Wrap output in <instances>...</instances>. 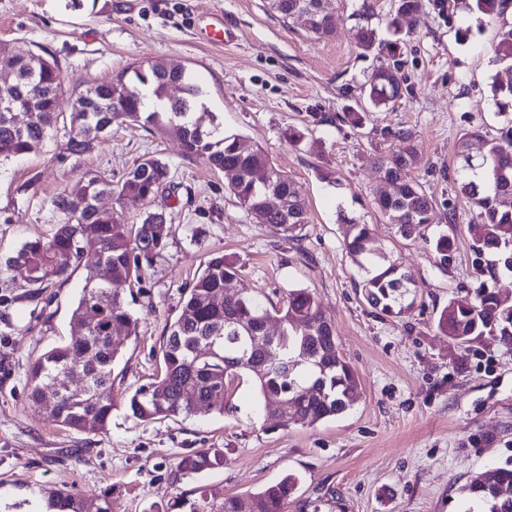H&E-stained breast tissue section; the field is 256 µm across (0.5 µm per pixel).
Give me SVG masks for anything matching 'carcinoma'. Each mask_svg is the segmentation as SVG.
Masks as SVG:
<instances>
[{
    "label": "carcinoma",
    "instance_id": "1",
    "mask_svg": "<svg viewBox=\"0 0 512 512\" xmlns=\"http://www.w3.org/2000/svg\"><path fill=\"white\" fill-rule=\"evenodd\" d=\"M476 9L492 20L505 16L512 0H474ZM323 0H269L270 9L288 20H298L306 31L327 38L336 20L322 6ZM423 0H397L388 22L393 38L383 40L374 29L358 31V45L386 62L375 68L360 92L374 107H387L407 91L401 74L402 20L419 13ZM502 71L496 74L495 90L512 97V26L501 28L495 46ZM37 84L18 82L17 94L36 93L40 111L19 125L11 112H0V160L26 154L35 141L46 137L57 124L58 94L62 76L58 68H42ZM183 96H169L171 88ZM143 123L159 133L177 132L182 154L204 155L212 169L224 173L227 188L253 222L269 225L287 241H295L308 224L307 205L296 184L279 171L268 154L237 134H224L216 113L202 101L193 75L181 64L156 60L145 70L133 66L109 83L88 87L70 113V150L84 153L112 127V121ZM394 149L383 158V186L377 190L378 211L397 226L404 239L420 234L436 223L432 198L411 176L421 155L411 132L389 130ZM483 138L476 129L458 142L456 155L465 175L460 192L476 212L470 226L477 255L497 253V265L512 271V184L500 185L494 175L499 167L512 176V126L499 129L485 140L486 154L478 164L467 153L469 139ZM482 171L475 179L470 173ZM171 182L168 164L157 158L139 161L119 181L90 174L60 193L54 208L61 214L46 237L26 241L7 262L6 272L19 274L29 287L41 292L68 280L82 266L86 277L82 294L71 311L70 335L74 339L55 346L29 365V398L55 424L78 433H105L118 405L142 422L185 414H224L234 383L248 381L268 405L274 400L293 403L288 425L313 426L343 414L357 403L361 382L356 370L340 354L336 328L326 317L314 294L303 289L288 291L283 307L269 310L246 288L226 293L227 283L239 276L236 263L222 253L214 254L188 288L178 317L169 325L161 346L163 368L151 382L133 393L116 397L112 371L120 358L121 344L112 340L120 329L137 335L138 320L125 301L126 292L141 287L144 266L164 250L173 233L166 214L154 212L139 224H128L118 214L95 206L98 196L119 200L147 199ZM283 206L272 208L269 197ZM372 228L353 220L346 222L344 248L363 272L361 288L367 303L386 316L400 317L414 306L410 286L401 265L371 247ZM92 238L99 245L93 257H84L81 243ZM436 262L448 267L455 257V240L440 232L433 241ZM279 323V334L267 337L270 319ZM438 329L458 345L470 348L487 337L512 348V304L494 288L482 283L474 295L448 300L440 313ZM75 371L86 378L81 393H71L64 377ZM224 465V449L201 448L182 456L178 471L184 476ZM298 478L288 474L257 492L231 495L210 505V512H285ZM466 497L484 506L482 512H512V466L506 465L473 475L462 487ZM45 512H82L83 497L64 490L44 489Z\"/></svg>",
    "mask_w": 512,
    "mask_h": 512
}]
</instances>
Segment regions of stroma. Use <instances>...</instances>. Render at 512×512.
I'll return each mask as SVG.
<instances>
[{
    "mask_svg": "<svg viewBox=\"0 0 512 512\" xmlns=\"http://www.w3.org/2000/svg\"><path fill=\"white\" fill-rule=\"evenodd\" d=\"M324 0L337 20L318 39L274 13L268 0H0V44L58 65L63 85L54 130L24 156L0 161V267L60 218L53 198L91 172L120 180L138 160L166 162L176 189L148 200L103 196L101 209L139 223L166 212L176 231L146 271V292L131 302L139 334L122 337L116 393L134 391L160 370V344L192 279L214 253L240 270L229 291L249 289L268 307L307 288L336 327L338 347L356 369L362 394L335 419L280 427L267 417L250 383L234 412L141 422L114 410L107 433L80 434L51 420L29 400V363L67 341L85 269L33 295L24 280L0 276V512H39V492L58 488L96 506L111 490L115 512H191L227 495H244L288 474L300 479L287 512H467L461 488L472 475L512 461V350L489 339L465 349L437 329L450 298L475 288L470 226L456 149L476 126L489 134L512 123V108L493 89L494 47L504 21L474 0H425L406 33L402 72L411 88L389 107L370 108L363 127L341 122L381 60L363 55L357 28L389 38L396 0ZM235 35L205 38L213 15ZM168 60L190 68L224 130L262 147L297 184L308 205L303 237L289 243L253 223L205 157H184L176 138L117 121L93 150L67 149L69 113L85 89L127 67ZM318 121H311V114ZM306 126L298 145L288 127ZM405 129L425 164L412 176L432 197L439 221L405 240L372 199L381 161L393 148L387 132ZM331 179H322V172ZM455 223H448V210ZM370 224L372 247L400 264L412 281L413 309L385 317L364 300L362 274L343 247L344 218ZM455 238V258L436 263L433 238ZM220 448L224 466L181 475L182 455Z\"/></svg>",
    "mask_w": 512,
    "mask_h": 512,
    "instance_id": "stroma-1",
    "label": "stroma"
}]
</instances>
